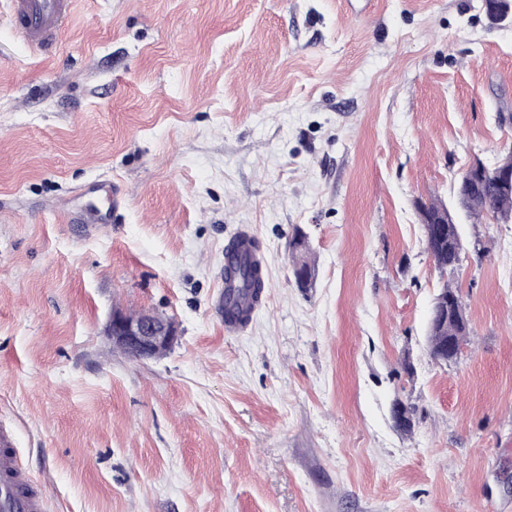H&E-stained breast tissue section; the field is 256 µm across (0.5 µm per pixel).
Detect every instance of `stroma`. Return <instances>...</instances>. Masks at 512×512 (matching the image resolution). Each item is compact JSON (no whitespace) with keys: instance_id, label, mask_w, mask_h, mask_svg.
<instances>
[{"instance_id":"1","label":"stroma","mask_w":512,"mask_h":512,"mask_svg":"<svg viewBox=\"0 0 512 512\" xmlns=\"http://www.w3.org/2000/svg\"><path fill=\"white\" fill-rule=\"evenodd\" d=\"M6 13L0 427L46 512H512V224L460 219L443 273L417 211L512 148V24L485 0H76L42 54ZM243 227L267 290L229 335ZM447 282L470 336L444 364ZM116 310L170 319V350L113 347ZM430 250L429 254L438 269L455 270L461 262L462 253L456 251L453 245H448V237L442 244L430 245Z\"/></svg>"}]
</instances>
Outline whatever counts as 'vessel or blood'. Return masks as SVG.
<instances>
[{"label":"vessel or blood","mask_w":512,"mask_h":512,"mask_svg":"<svg viewBox=\"0 0 512 512\" xmlns=\"http://www.w3.org/2000/svg\"><path fill=\"white\" fill-rule=\"evenodd\" d=\"M73 6L74 0H9L8 19L25 43L48 53L55 48L60 24L71 15ZM44 510V501L31 488L10 433L0 429V512Z\"/></svg>","instance_id":"b4317fda"}]
</instances>
